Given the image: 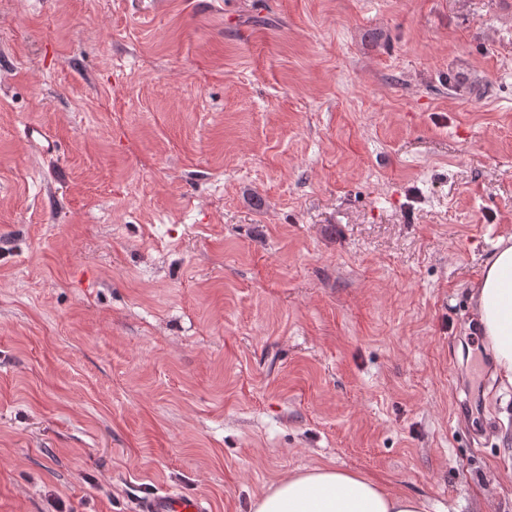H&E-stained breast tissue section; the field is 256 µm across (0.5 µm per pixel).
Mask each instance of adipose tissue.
I'll use <instances>...</instances> for the list:
<instances>
[{"instance_id":"obj_1","label":"adipose tissue","mask_w":512,"mask_h":512,"mask_svg":"<svg viewBox=\"0 0 512 512\" xmlns=\"http://www.w3.org/2000/svg\"><path fill=\"white\" fill-rule=\"evenodd\" d=\"M477 293L482 332L499 375L512 383V245L493 254ZM253 512H426V503L370 478L318 466L278 480L255 500Z\"/></svg>"}]
</instances>
